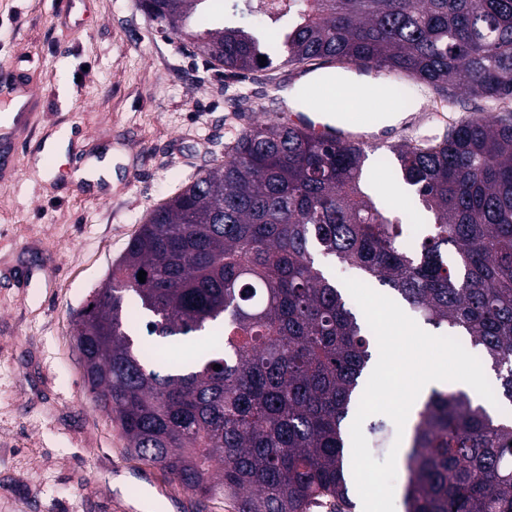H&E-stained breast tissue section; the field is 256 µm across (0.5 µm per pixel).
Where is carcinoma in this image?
Listing matches in <instances>:
<instances>
[{
	"mask_svg": "<svg viewBox=\"0 0 512 512\" xmlns=\"http://www.w3.org/2000/svg\"><path fill=\"white\" fill-rule=\"evenodd\" d=\"M145 1L161 32L234 74L272 51L291 67L332 55L450 107L460 87L512 99V0H283L275 36L236 24L254 0H224L202 31L208 0ZM392 153L432 219L415 242L365 191L363 148L278 120L232 136L224 164L148 213L73 320L87 389L140 458L233 512L352 508L374 333L320 255L480 350L512 404V121L462 119ZM405 467L406 512H512V417L433 389Z\"/></svg>",
	"mask_w": 512,
	"mask_h": 512,
	"instance_id": "1",
	"label": "carcinoma"
}]
</instances>
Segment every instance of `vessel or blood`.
I'll return each instance as SVG.
<instances>
[{
    "instance_id": "obj_1",
    "label": "vessel or blood",
    "mask_w": 512,
    "mask_h": 512,
    "mask_svg": "<svg viewBox=\"0 0 512 512\" xmlns=\"http://www.w3.org/2000/svg\"><path fill=\"white\" fill-rule=\"evenodd\" d=\"M39 74L33 60L0 68V182L17 179L19 170L13 154L34 135L37 119L45 110L38 89ZM287 119L291 125L328 142L342 140L360 145L367 141L349 124L337 122L332 112H291Z\"/></svg>"
}]
</instances>
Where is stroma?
I'll use <instances>...</instances> for the list:
<instances>
[{
  "instance_id": "stroma-1",
  "label": "stroma",
  "mask_w": 512,
  "mask_h": 512,
  "mask_svg": "<svg viewBox=\"0 0 512 512\" xmlns=\"http://www.w3.org/2000/svg\"><path fill=\"white\" fill-rule=\"evenodd\" d=\"M39 60L46 110L39 138L68 130L64 154L20 148V177L0 183V512H233L131 453L119 425L87 391L71 319L104 283L147 212L224 161L232 133L274 117L286 69L231 77L163 37L138 0H77L62 18L51 0H0V62ZM408 99L405 121L377 152L486 113L458 92ZM245 96L249 109L234 111ZM112 159L104 186L75 180L78 164ZM54 170L44 179L41 167ZM370 189L400 216L417 197L378 168Z\"/></svg>"
}]
</instances>
